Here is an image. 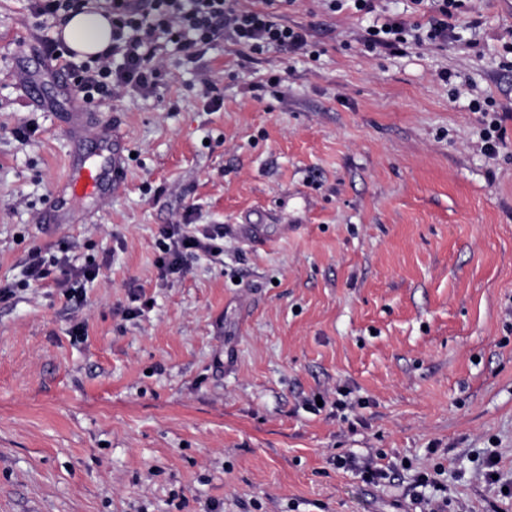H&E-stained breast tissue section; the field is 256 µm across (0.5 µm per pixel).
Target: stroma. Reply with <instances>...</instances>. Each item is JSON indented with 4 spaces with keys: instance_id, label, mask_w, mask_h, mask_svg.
<instances>
[{
    "instance_id": "1",
    "label": "stroma",
    "mask_w": 512,
    "mask_h": 512,
    "mask_svg": "<svg viewBox=\"0 0 512 512\" xmlns=\"http://www.w3.org/2000/svg\"><path fill=\"white\" fill-rule=\"evenodd\" d=\"M279 15L318 59L161 43L156 87L95 110L121 184L62 201L73 150L105 157L16 49H43L28 0H0V512H512L484 477L493 453L512 483V0H465L446 45L400 54L367 28L428 6ZM188 212L223 225V259L163 275L159 230ZM35 248L99 266L84 300L24 287Z\"/></svg>"
}]
</instances>
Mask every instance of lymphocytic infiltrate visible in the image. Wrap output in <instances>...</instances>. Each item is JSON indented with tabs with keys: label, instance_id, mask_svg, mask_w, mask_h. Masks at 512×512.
Returning <instances> with one entry per match:
<instances>
[{
	"label": "lymphocytic infiltrate",
	"instance_id": "1",
	"mask_svg": "<svg viewBox=\"0 0 512 512\" xmlns=\"http://www.w3.org/2000/svg\"><path fill=\"white\" fill-rule=\"evenodd\" d=\"M259 8L237 9L229 0H108L107 13L112 23V45L86 61L75 54L59 37H46L47 59L67 71L68 92L83 107L94 108L102 102L122 96H133L153 89L160 76L157 56L160 36L180 44L187 62L203 56L207 46L217 37L229 36L253 54L278 48L291 54L311 55L305 28L280 22L271 7L275 0H262ZM459 0H438L434 15L426 22V33L415 32L413 24L400 18L388 19L370 27L366 43L397 52L407 43H444L452 28L451 21ZM224 237L223 225L203 233L192 231L186 224H169L160 230V255L157 263L164 274L185 271L184 257L189 252H213ZM58 269L57 283L69 295H82V282L96 279L99 269L94 265L78 267L69 257L47 263L41 251L28 255L26 277L37 284Z\"/></svg>",
	"mask_w": 512,
	"mask_h": 512
}]
</instances>
